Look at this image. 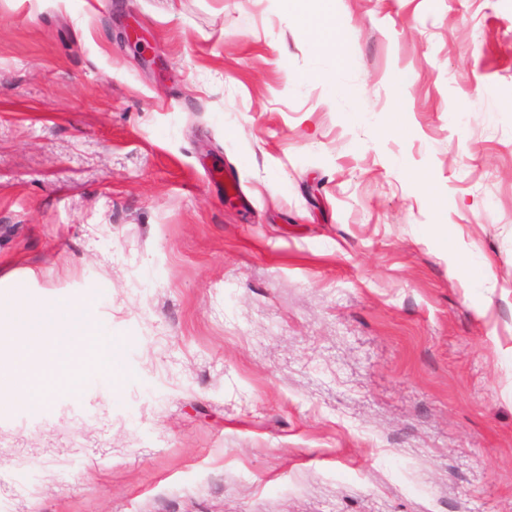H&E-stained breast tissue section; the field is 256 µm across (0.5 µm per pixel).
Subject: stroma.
<instances>
[{"label":"stroma","instance_id":"stroma-1","mask_svg":"<svg viewBox=\"0 0 512 512\" xmlns=\"http://www.w3.org/2000/svg\"><path fill=\"white\" fill-rule=\"evenodd\" d=\"M314 11L0 0V291L123 343L0 512H512V0ZM316 1V13L314 16L305 19L304 26L308 29L309 39L313 47L322 44L334 49L335 67L332 71L323 74L321 77L328 91L335 95L341 89L338 76L347 66L348 62L340 49L342 28L336 21V15L333 13L334 0Z\"/></svg>","mask_w":512,"mask_h":512}]
</instances>
